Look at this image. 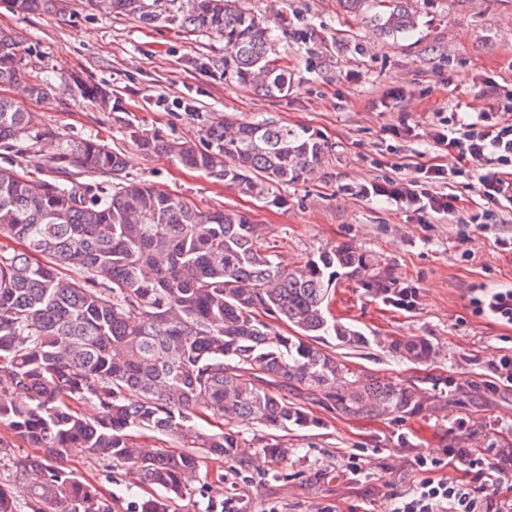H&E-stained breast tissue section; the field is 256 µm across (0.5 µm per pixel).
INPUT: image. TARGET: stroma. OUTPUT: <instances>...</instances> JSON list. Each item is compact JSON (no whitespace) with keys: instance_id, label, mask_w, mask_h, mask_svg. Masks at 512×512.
I'll return each mask as SVG.
<instances>
[{"instance_id":"1","label":"stroma","mask_w":512,"mask_h":512,"mask_svg":"<svg viewBox=\"0 0 512 512\" xmlns=\"http://www.w3.org/2000/svg\"><path fill=\"white\" fill-rule=\"evenodd\" d=\"M245 5L279 40L294 79L287 95L260 96L226 78L224 43L212 36L102 15L84 0L39 15L0 0V28L24 38L28 72L0 94L55 131L39 143L41 154L97 140L125 156L131 180L203 210L246 213L284 264L349 243L395 287L417 291L414 307L403 310L363 281L338 277L330 313L368 343L350 348L332 338L328 348L353 372L412 383L420 410L358 418L313 406L318 426L289 431L285 457L260 454L246 467L203 460L175 512H391L395 495L424 477L418 456L468 448L512 467V388L488 386L490 363L512 355V326L477 308L483 289L512 288V208L480 197L477 164L434 141L449 112H487L512 93V41L505 38L512 0H416L418 27L395 38L342 12L337 0H283L274 15L267 0ZM72 74L107 85L111 107L70 86ZM31 75L49 83L47 99L30 98ZM266 118L312 129L327 154L304 181L258 195L143 152L129 136L135 129L202 146L212 125ZM418 162L455 171L454 211L438 215L341 192L345 184L413 177ZM418 338L435 350L428 361H407L391 348ZM353 456L361 475L347 469ZM69 465L111 497L114 512H130L144 494L126 466L77 450Z\"/></svg>"}]
</instances>
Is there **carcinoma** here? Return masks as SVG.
I'll use <instances>...</instances> for the list:
<instances>
[{"label": "carcinoma", "mask_w": 512, "mask_h": 512, "mask_svg": "<svg viewBox=\"0 0 512 512\" xmlns=\"http://www.w3.org/2000/svg\"><path fill=\"white\" fill-rule=\"evenodd\" d=\"M66 0H12L27 14ZM103 15L165 24L224 41V72L269 96L291 86L278 40L243 0H86ZM386 37L414 30L408 0H339ZM26 47L0 30V84L26 76ZM72 84L102 108L104 84ZM35 112L0 96V144L16 160L0 166V427L43 454L14 458L0 479V512H112V500L78 478L67 460L126 464L147 490L135 512H170L191 488L203 457L251 463L246 448L278 457L281 436L249 442L232 430L245 419L280 431L317 424L293 394L350 417L420 408L418 390L391 377L357 375L322 347L333 336L357 347L365 337L330 317L339 271L353 278L367 256L349 244L289 269L261 226L233 209L200 210L181 196L124 174L121 155L92 139L43 157L30 141L49 136ZM130 137L188 169L260 190L294 183L319 165L316 133L262 119L214 126L208 146ZM47 172L65 178L50 182ZM79 177H103L92 188ZM72 272L68 279L60 270ZM292 330L283 334L275 322ZM406 358L433 355L420 339L396 342ZM89 404L94 413L80 406ZM175 441L181 451L143 448L136 433Z\"/></svg>", "instance_id": "cac0c4a2"}]
</instances>
